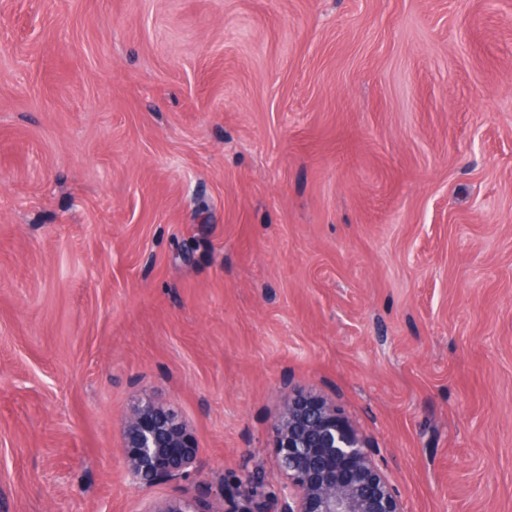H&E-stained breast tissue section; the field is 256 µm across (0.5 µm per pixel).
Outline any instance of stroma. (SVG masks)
Masks as SVG:
<instances>
[{"instance_id":"stroma-1","label":"stroma","mask_w":512,"mask_h":512,"mask_svg":"<svg viewBox=\"0 0 512 512\" xmlns=\"http://www.w3.org/2000/svg\"><path fill=\"white\" fill-rule=\"evenodd\" d=\"M294 390L405 512H512V0H0V512H257ZM124 476L136 487L183 480L197 470L200 448L188 423L173 405L139 398L131 407L117 448ZM225 509H206L201 500L189 497H178L155 500L149 504L145 512H223ZM246 512V511H225Z\"/></svg>"}]
</instances>
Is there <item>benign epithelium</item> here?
I'll return each instance as SVG.
<instances>
[{
	"instance_id": "1",
	"label": "benign epithelium",
	"mask_w": 512,
	"mask_h": 512,
	"mask_svg": "<svg viewBox=\"0 0 512 512\" xmlns=\"http://www.w3.org/2000/svg\"><path fill=\"white\" fill-rule=\"evenodd\" d=\"M283 479L263 512H405L373 448L336 410L310 394H289L273 424ZM200 448L179 410L150 396L131 407L118 454L136 487L178 482L197 468ZM145 512H214L201 500H155Z\"/></svg>"
}]
</instances>
